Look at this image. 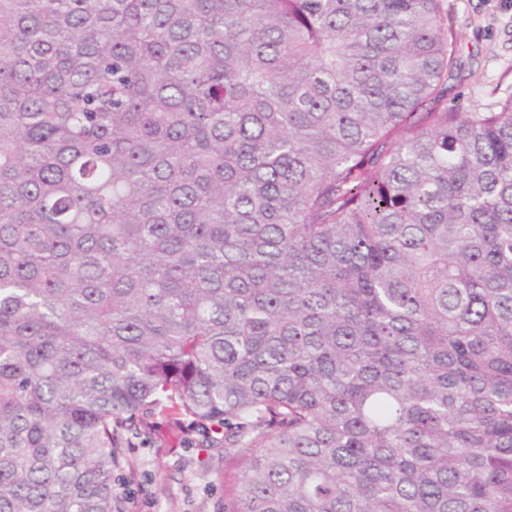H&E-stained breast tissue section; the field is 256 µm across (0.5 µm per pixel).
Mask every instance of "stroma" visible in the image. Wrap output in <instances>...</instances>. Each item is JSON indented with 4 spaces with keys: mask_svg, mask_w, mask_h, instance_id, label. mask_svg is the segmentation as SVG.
Instances as JSON below:
<instances>
[{
    "mask_svg": "<svg viewBox=\"0 0 512 512\" xmlns=\"http://www.w3.org/2000/svg\"><path fill=\"white\" fill-rule=\"evenodd\" d=\"M461 64L448 104L495 111L512 99V0H447ZM113 471L120 512H222L224 478L241 463L210 447L191 417L149 418Z\"/></svg>",
    "mask_w": 512,
    "mask_h": 512,
    "instance_id": "35a3bbf8",
    "label": "stroma"
}]
</instances>
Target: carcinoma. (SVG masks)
<instances>
[{
    "mask_svg": "<svg viewBox=\"0 0 512 512\" xmlns=\"http://www.w3.org/2000/svg\"><path fill=\"white\" fill-rule=\"evenodd\" d=\"M445 0H0V512H119L136 423L224 512H512V100ZM128 438L112 480L121 512H222L224 476L242 464L191 417L157 413Z\"/></svg>",
    "mask_w": 512,
    "mask_h": 512,
    "instance_id": "carcinoma-1",
    "label": "carcinoma"
}]
</instances>
